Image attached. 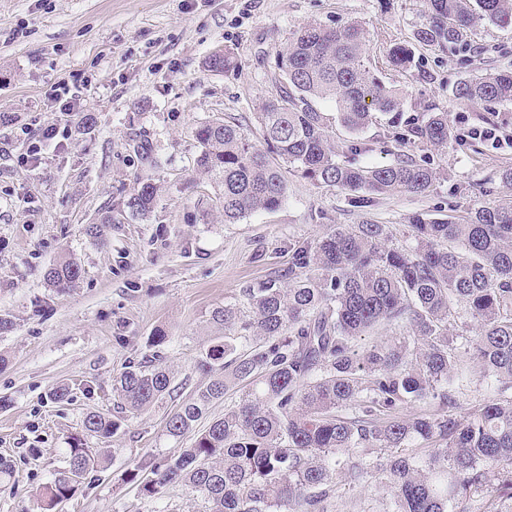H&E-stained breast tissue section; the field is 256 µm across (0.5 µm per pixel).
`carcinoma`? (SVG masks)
<instances>
[{
  "label": "carcinoma",
  "mask_w": 512,
  "mask_h": 512,
  "mask_svg": "<svg viewBox=\"0 0 512 512\" xmlns=\"http://www.w3.org/2000/svg\"><path fill=\"white\" fill-rule=\"evenodd\" d=\"M415 43L387 53L394 68L416 66V47L468 48L480 27H512V0H424ZM366 30L318 23L297 31L278 54L279 91L257 113L260 141L221 120L200 124L198 170L221 188L224 223L285 198L282 166L316 185L353 193L422 194L437 173L411 154L383 166L354 168L336 160L329 118L316 103L331 101L338 124L363 132L375 114L388 116L403 147H448V113L427 107L402 119L403 93L386 85L365 58ZM465 104L512 102V72H487L452 89ZM157 186L140 178L120 212L146 218ZM412 241L387 245L385 224L337 227L293 250L288 266L246 288L238 303L216 308L211 320L226 334L201 353L209 375L168 416L169 436L193 434L171 460L144 453L131 479L154 498L183 483L209 504L208 512H330L338 485L360 487L375 477L386 490L382 512H512V197L473 209L466 220L418 218ZM73 261L52 265L47 280L64 295L79 279ZM465 317L476 334H450ZM399 334L354 341L380 327ZM169 336L147 337L151 357L131 362L113 379L111 413L90 411L83 430L102 439L172 395V376L157 364ZM490 387L478 410L459 415L448 386L461 356ZM231 383L239 400L204 428L197 422L224 399ZM429 408L414 417L400 409ZM420 442L434 447L424 449ZM387 452L386 460L373 457ZM98 457L73 439L68 467L39 491L45 512L70 499Z\"/></svg>",
  "instance_id": "obj_1"
}]
</instances>
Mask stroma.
<instances>
[{"mask_svg": "<svg viewBox=\"0 0 512 512\" xmlns=\"http://www.w3.org/2000/svg\"><path fill=\"white\" fill-rule=\"evenodd\" d=\"M423 9V0H0V316L13 323L0 335V512H41L37 493L79 436L100 463L58 512H206L180 483L160 498L142 496L129 471L135 453H177L165 422L205 380L196 360L218 334L212 309L287 266L290 244L336 225L388 224L401 245L416 215L462 220L506 194L499 174L512 167V103L463 105L452 89L512 70V27L479 28L464 53L417 48L418 68L397 70L386 50L413 42ZM353 20L367 30L379 77L402 90L404 116L427 104L448 114L455 137L447 149L415 153L437 170L433 187L379 195L363 208L350 193L291 172L275 210L233 224L217 208L201 217L198 200L220 190L194 163L197 126L218 119L257 133L256 114L278 90L276 55L294 32ZM217 52L231 61L221 71L207 65ZM73 82L80 109L60 111L55 90ZM489 111L494 143L469 134ZM48 125L62 144L39 164L26 162L34 133ZM137 139L155 166L134 149ZM400 151L381 116L339 161L385 165ZM146 176L159 188L148 218L121 216L101 243L84 234ZM69 259L81 276L60 296L46 271ZM157 328L171 338L161 354L173 396L130 418L111 441L84 435L85 414L112 408L114 377L142 359ZM61 383L73 398L56 404L50 391Z\"/></svg>", "mask_w": 512, "mask_h": 512, "instance_id": "1", "label": "stroma"}]
</instances>
